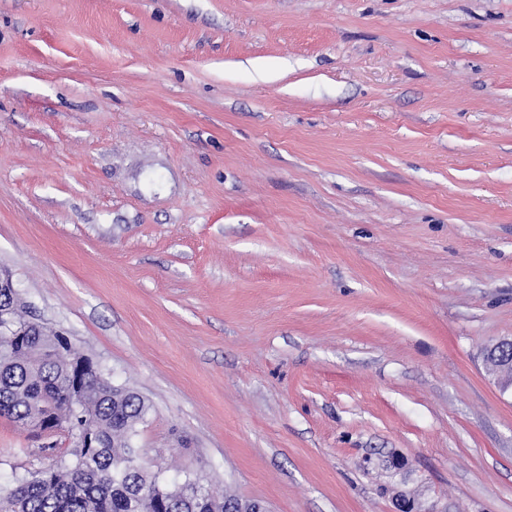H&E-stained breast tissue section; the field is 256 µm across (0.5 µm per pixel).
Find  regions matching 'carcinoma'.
<instances>
[{
    "label": "carcinoma",
    "instance_id": "carcinoma-1",
    "mask_svg": "<svg viewBox=\"0 0 512 512\" xmlns=\"http://www.w3.org/2000/svg\"><path fill=\"white\" fill-rule=\"evenodd\" d=\"M81 359L58 333L25 336L21 344L0 335V417L27 428L52 415L69 434L97 435V447L73 449L72 461L62 459L0 489V512H227L239 503L198 477L169 495L159 474L136 464L127 447L150 405L139 393L114 392L112 382L92 375L80 407H73L70 389Z\"/></svg>",
    "mask_w": 512,
    "mask_h": 512
}]
</instances>
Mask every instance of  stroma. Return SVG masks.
<instances>
[{"instance_id":"35a3bbf8","label":"stroma","mask_w":512,"mask_h":512,"mask_svg":"<svg viewBox=\"0 0 512 512\" xmlns=\"http://www.w3.org/2000/svg\"><path fill=\"white\" fill-rule=\"evenodd\" d=\"M0 269L167 482L512 512V0H0ZM511 353V355H510ZM486 363L499 377L502 391H512V339L494 343L486 352Z\"/></svg>"}]
</instances>
